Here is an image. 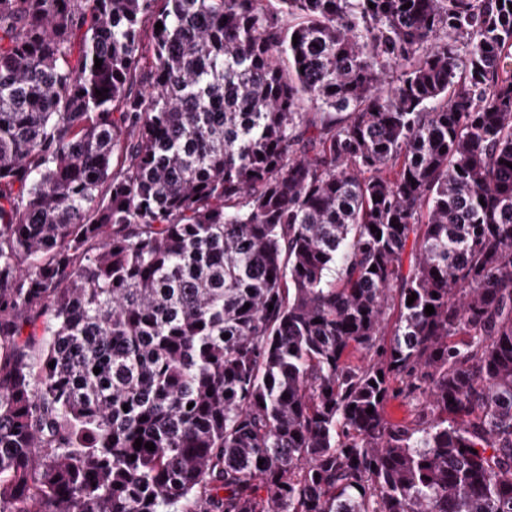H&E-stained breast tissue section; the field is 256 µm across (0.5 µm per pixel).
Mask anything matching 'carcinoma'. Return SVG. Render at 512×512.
<instances>
[{
    "label": "carcinoma",
    "instance_id": "obj_1",
    "mask_svg": "<svg viewBox=\"0 0 512 512\" xmlns=\"http://www.w3.org/2000/svg\"><path fill=\"white\" fill-rule=\"evenodd\" d=\"M511 4L0 0V512H512Z\"/></svg>",
    "mask_w": 512,
    "mask_h": 512
}]
</instances>
